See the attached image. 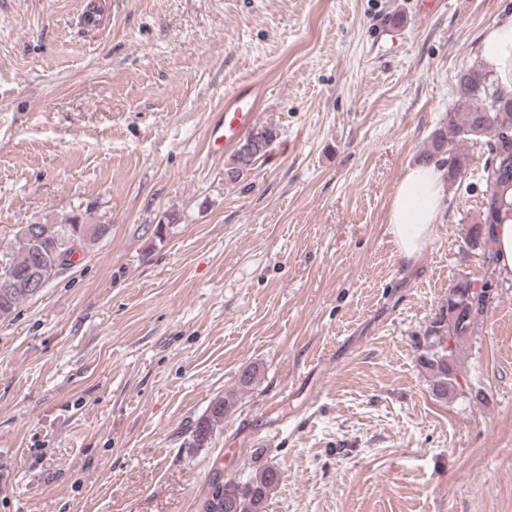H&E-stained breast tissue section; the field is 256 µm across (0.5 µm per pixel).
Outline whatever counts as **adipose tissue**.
Instances as JSON below:
<instances>
[{
	"mask_svg": "<svg viewBox=\"0 0 512 512\" xmlns=\"http://www.w3.org/2000/svg\"><path fill=\"white\" fill-rule=\"evenodd\" d=\"M479 59L499 87L504 92H512V19L486 28L480 42ZM446 186L443 168L414 165L406 169L388 212V229L400 257L415 259L424 250L433 225L442 219L441 204Z\"/></svg>",
	"mask_w": 512,
	"mask_h": 512,
	"instance_id": "1",
	"label": "adipose tissue"
}]
</instances>
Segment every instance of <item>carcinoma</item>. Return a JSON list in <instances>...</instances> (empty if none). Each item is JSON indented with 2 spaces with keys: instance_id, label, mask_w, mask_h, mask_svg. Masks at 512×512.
Listing matches in <instances>:
<instances>
[{
  "instance_id": "cac0c4a2",
  "label": "carcinoma",
  "mask_w": 512,
  "mask_h": 512,
  "mask_svg": "<svg viewBox=\"0 0 512 512\" xmlns=\"http://www.w3.org/2000/svg\"><path fill=\"white\" fill-rule=\"evenodd\" d=\"M457 107L448 112L445 124L436 129L422 156L424 161L447 163L448 185L462 182L469 174V150L488 152L503 137L512 133V96L502 104H495L504 95L491 74L479 66L459 71L456 79ZM278 136L273 126L259 125L246 138L252 142L250 154L238 147L224 165L227 181L236 183L265 155L270 143ZM479 178L485 182L479 214L469 226L466 245L481 256L485 270L495 268L492 230L499 223L500 212L509 206L503 193L512 188V154L498 162L492 170L482 169ZM109 232L107 224H87L75 216L67 224H24L17 231L13 245L0 251V261L15 264L16 271L0 270V317L10 315L21 303L33 296L20 281V275L38 263L49 265L52 258L66 263L74 254L72 242L79 241L82 249L100 240ZM468 275H462L448 297L441 302L420 335L414 340L417 362L429 378V389L439 401H448L469 394L468 383L461 371L459 356L464 346L476 333L483 316V301L490 296L493 283L481 279L480 292L471 293L465 300L458 295L468 288ZM235 406L233 395L216 397L211 401L206 416L200 418L191 431L192 444L201 448L208 444L215 428ZM282 472L275 465L265 464L255 470L244 482L213 478L209 489L218 494L213 512H265L268 498L278 487Z\"/></svg>"
}]
</instances>
